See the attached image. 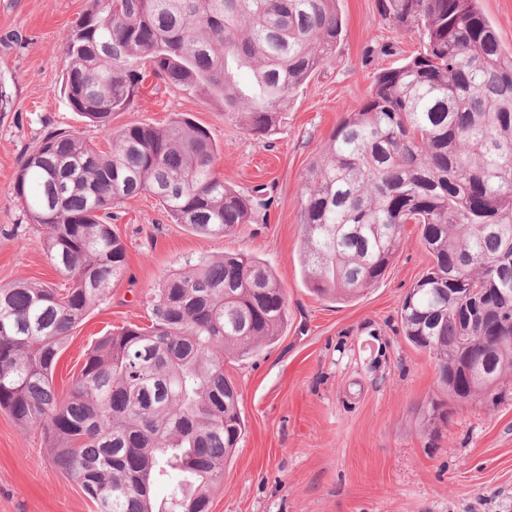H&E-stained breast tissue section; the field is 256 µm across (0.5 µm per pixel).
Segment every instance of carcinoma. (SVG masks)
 <instances>
[{
  "label": "carcinoma",
  "mask_w": 512,
  "mask_h": 512,
  "mask_svg": "<svg viewBox=\"0 0 512 512\" xmlns=\"http://www.w3.org/2000/svg\"><path fill=\"white\" fill-rule=\"evenodd\" d=\"M381 17L420 31L425 46L375 78L311 163L300 261L312 292L355 299L384 279L405 225H422L432 264L402 301V333L436 359L448 401L468 402L512 371V340L496 349L495 371L475 362L512 337V297L487 303L485 326L460 316L484 288L512 292V53L478 0H382ZM342 31L337 0H89L68 35L62 91L108 148L50 131L10 186L70 286H0V409L44 433L97 512H210L245 433L224 360L274 343L287 321L268 263L201 258L156 288L150 326L102 337L57 393L68 338L126 273L113 208L149 194L174 223L224 236L267 207L224 181L216 143L189 118L114 130L112 113L154 77L268 134ZM242 68L253 71L246 85ZM446 422L447 404L430 402L427 423Z\"/></svg>",
  "instance_id": "obj_1"
}]
</instances>
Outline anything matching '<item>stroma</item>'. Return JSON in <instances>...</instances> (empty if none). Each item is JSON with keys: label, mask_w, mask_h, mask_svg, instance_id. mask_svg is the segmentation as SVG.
<instances>
[{"label": "stroma", "mask_w": 512, "mask_h": 512, "mask_svg": "<svg viewBox=\"0 0 512 512\" xmlns=\"http://www.w3.org/2000/svg\"><path fill=\"white\" fill-rule=\"evenodd\" d=\"M88 0H0V285L24 278L67 282L45 255L9 187L26 152L47 131L77 129L97 146L101 130L73 112L61 90L65 43ZM335 53L290 98L275 130L248 134L205 98L155 80L113 128L162 126L174 114L206 128L225 181L263 188L270 205L233 235L204 236L168 218L142 194L113 209L128 267L112 296L78 326L54 371L67 392L88 349L106 332L149 324L150 301L170 273L202 257L246 252L267 261L285 290L278 340L224 372L241 393L246 433L213 494L210 512H512V374L497 390L451 407L426 425L439 397L437 363L400 330L406 292L431 259L421 227L406 225L384 279L352 301L313 294L300 263V195L307 170L380 72L420 52L419 33L382 20L379 0H339ZM0 512H96L78 482L52 460L44 434L0 410Z\"/></svg>", "instance_id": "1"}]
</instances>
